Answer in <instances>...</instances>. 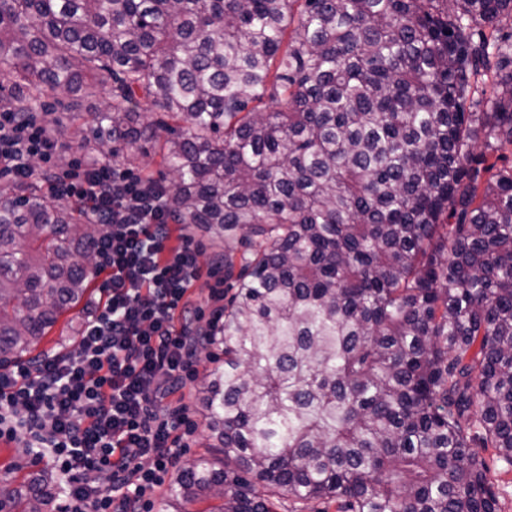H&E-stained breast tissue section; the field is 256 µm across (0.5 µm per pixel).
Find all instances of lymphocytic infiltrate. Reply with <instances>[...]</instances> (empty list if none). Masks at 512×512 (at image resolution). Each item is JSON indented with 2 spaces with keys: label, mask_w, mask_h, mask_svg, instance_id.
<instances>
[{
  "label": "lymphocytic infiltrate",
  "mask_w": 512,
  "mask_h": 512,
  "mask_svg": "<svg viewBox=\"0 0 512 512\" xmlns=\"http://www.w3.org/2000/svg\"><path fill=\"white\" fill-rule=\"evenodd\" d=\"M67 148L38 118L0 111V170L14 180ZM50 188L89 200L91 222L104 225L90 249L106 300L88 311L74 351L0 372V440L50 455L66 512H150L193 432L186 404L168 398L194 379L198 323L221 327L224 311L191 306L201 247L170 246L162 195L108 162L58 170Z\"/></svg>",
  "instance_id": "obj_1"
}]
</instances>
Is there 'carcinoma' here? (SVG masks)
Listing matches in <instances>:
<instances>
[{"label": "carcinoma", "mask_w": 512, "mask_h": 512, "mask_svg": "<svg viewBox=\"0 0 512 512\" xmlns=\"http://www.w3.org/2000/svg\"><path fill=\"white\" fill-rule=\"evenodd\" d=\"M507 20L512 0H0V110L69 96L48 134L224 244V325L203 338L223 358L201 381L223 459L187 463L160 512H500ZM100 88L106 109L81 111ZM46 182L0 193V369L34 359L94 278L104 226ZM58 500L34 462L0 481V512Z\"/></svg>", "instance_id": "1"}]
</instances>
